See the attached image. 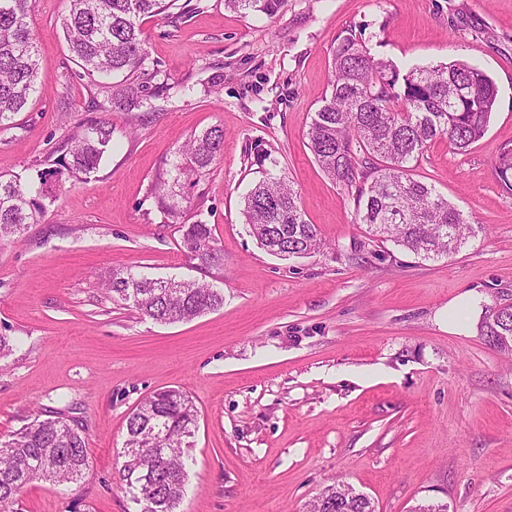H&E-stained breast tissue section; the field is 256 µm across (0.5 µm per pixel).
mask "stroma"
<instances>
[{
	"label": "stroma",
	"instance_id": "obj_1",
	"mask_svg": "<svg viewBox=\"0 0 512 512\" xmlns=\"http://www.w3.org/2000/svg\"><path fill=\"white\" fill-rule=\"evenodd\" d=\"M68 8L29 0L38 89L0 129V172L52 196L21 241L0 243V335L14 341L0 358V440L61 412L82 423L89 467L75 485L34 484L7 512H136L119 474L127 419L172 387L198 410L177 512H305L337 480L377 512H512V355L480 334L486 312L512 303V195L493 171L512 147V0H285L272 16L191 0L142 23L154 84L184 92L113 113L97 172L44 186L40 173L103 115L59 29ZM348 29L398 66L465 62L497 87L481 140L463 154L436 140L412 169L473 224L456 254L378 242L309 149ZM213 126L224 154L184 190L188 217L224 250L205 271L150 188ZM258 143L298 189L320 250L283 259L249 235ZM115 270L205 280L224 305L157 323L112 301Z\"/></svg>",
	"mask_w": 512,
	"mask_h": 512
}]
</instances>
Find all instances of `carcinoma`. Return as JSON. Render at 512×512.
Returning <instances> with one entry per match:
<instances>
[{
	"label": "carcinoma",
	"instance_id": "carcinoma-1",
	"mask_svg": "<svg viewBox=\"0 0 512 512\" xmlns=\"http://www.w3.org/2000/svg\"><path fill=\"white\" fill-rule=\"evenodd\" d=\"M177 0H69L61 31L83 76L104 93L105 112H130L148 91L147 58L141 21L168 12ZM284 0H224L241 13L272 16ZM28 0H0V128L28 104L36 88L38 39L28 27ZM331 92L322 100L308 131L310 150L335 185L351 193L359 223L382 242H392L425 259L449 256L472 236L464 216L435 188L412 177L418 161L436 139L464 153L485 134L497 98L493 80L463 62L400 68L377 58L355 31L336 39L332 52ZM120 76L116 83L95 78ZM112 147V122L95 119L71 138L66 154L49 177L82 179L95 172ZM224 153V129L193 134L173 164L172 180H157L152 193L163 214L183 217L176 188L197 179ZM497 181L512 194V147L494 161ZM44 191L34 192L16 175L0 173V240L20 241L45 213ZM242 215L257 244L280 257L306 255L322 244L315 225L304 218L299 195L288 176L265 171L243 197ZM179 246L201 270L224 265L211 225L180 222ZM106 288L116 302L132 304L157 323L190 321L224 305V294L197 280L159 279L131 271L114 272ZM512 332V306L490 310L481 335L495 349L512 352L498 337ZM197 429V408L179 389L144 399L126 426L121 480L138 512H175L187 478L184 449ZM89 465L84 428L60 413L36 418L0 442V507L8 508L38 481L76 483ZM335 512H375L371 501L334 485Z\"/></svg>",
	"mask_w": 512,
	"mask_h": 512
}]
</instances>
